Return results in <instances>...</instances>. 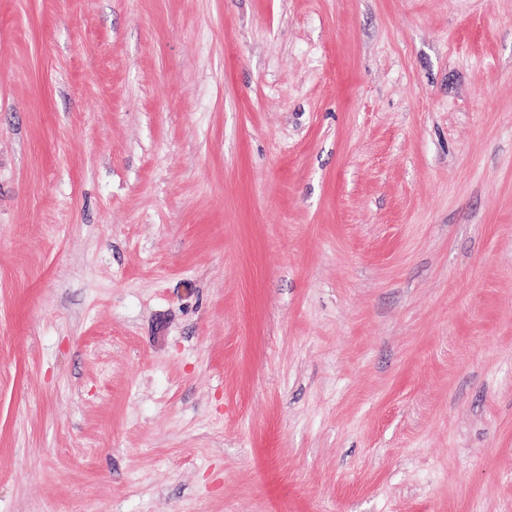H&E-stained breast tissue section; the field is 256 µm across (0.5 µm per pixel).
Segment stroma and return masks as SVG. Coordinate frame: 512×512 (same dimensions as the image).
Masks as SVG:
<instances>
[{"instance_id": "obj_1", "label": "stroma", "mask_w": 512, "mask_h": 512, "mask_svg": "<svg viewBox=\"0 0 512 512\" xmlns=\"http://www.w3.org/2000/svg\"><path fill=\"white\" fill-rule=\"evenodd\" d=\"M0 512H512V0H0Z\"/></svg>"}]
</instances>
